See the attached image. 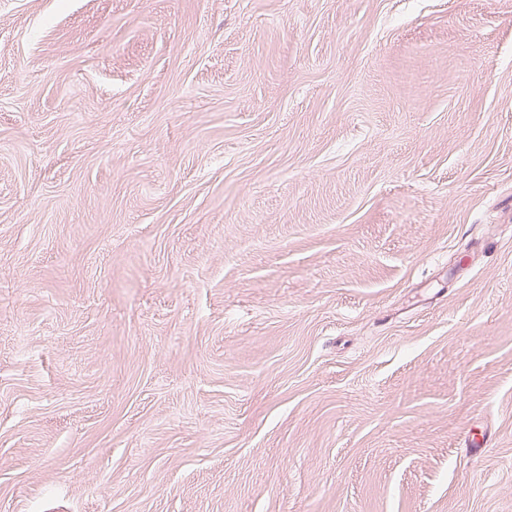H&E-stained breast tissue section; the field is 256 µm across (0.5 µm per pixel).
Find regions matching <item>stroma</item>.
Masks as SVG:
<instances>
[{
	"instance_id": "35a3bbf8",
	"label": "stroma",
	"mask_w": 512,
	"mask_h": 512,
	"mask_svg": "<svg viewBox=\"0 0 512 512\" xmlns=\"http://www.w3.org/2000/svg\"><path fill=\"white\" fill-rule=\"evenodd\" d=\"M55 504L512 512V0H0V512Z\"/></svg>"
}]
</instances>
